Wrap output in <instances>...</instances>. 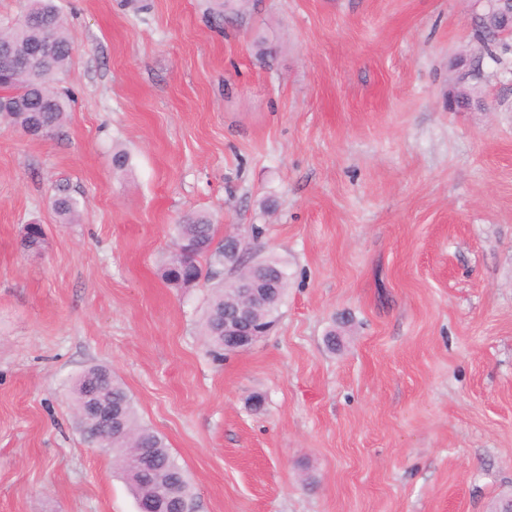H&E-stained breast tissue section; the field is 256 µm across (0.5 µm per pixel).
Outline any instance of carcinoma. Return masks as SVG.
I'll return each instance as SVG.
<instances>
[{
	"label": "carcinoma",
	"instance_id": "1",
	"mask_svg": "<svg viewBox=\"0 0 512 512\" xmlns=\"http://www.w3.org/2000/svg\"><path fill=\"white\" fill-rule=\"evenodd\" d=\"M30 14L19 24L0 33L7 40L12 52L19 56L39 44L44 29H52L56 52L47 62L49 75L35 72H18L0 80V90L5 102L22 103L16 110L0 112V123L12 126L25 135L46 138L60 129L68 119V101L58 89V81L64 79L72 59L75 37L58 12L54 0H28ZM509 20L501 19L490 11L482 20V33L487 39L498 36L499 30L508 26ZM51 100L54 110L40 111L41 101ZM54 209L64 224H75L80 217V202L65 192L53 201ZM44 243L43 225L30 224L21 238L22 247L30 252L39 251ZM226 239L216 240L215 221L206 212H191L183 216L176 227L173 247L163 265V278L170 284L183 288L185 279L200 282L217 281L214 286L202 324V335L220 350H226L224 336V313L233 309L239 297L224 287V252ZM267 271L281 281V294H286L288 272L286 265L274 256L264 257ZM105 398L122 407L125 437L97 427L96 419L84 414L93 402ZM74 407L82 415L79 430L83 439L97 447L112 449V465L129 484L135 497L137 509L150 501L163 500L177 503L193 502L195 494L185 471L177 464L164 438L143 424L135 402L125 385L105 365H94L79 377L73 397ZM139 448H149L145 459L136 457Z\"/></svg>",
	"mask_w": 512,
	"mask_h": 512
}]
</instances>
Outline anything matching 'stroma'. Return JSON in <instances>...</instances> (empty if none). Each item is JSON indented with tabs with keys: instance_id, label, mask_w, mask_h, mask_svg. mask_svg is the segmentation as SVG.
Listing matches in <instances>:
<instances>
[{
	"instance_id": "1",
	"label": "stroma",
	"mask_w": 512,
	"mask_h": 512,
	"mask_svg": "<svg viewBox=\"0 0 512 512\" xmlns=\"http://www.w3.org/2000/svg\"><path fill=\"white\" fill-rule=\"evenodd\" d=\"M56 4L68 120L0 125V512H137L72 410L98 364L197 512H489L512 493V49L481 41L487 0ZM473 67L480 105L449 108ZM190 211L288 267L248 351L216 358L210 284L162 277ZM54 209L64 224H75L80 217V202L69 194L60 191L53 201Z\"/></svg>"
}]
</instances>
